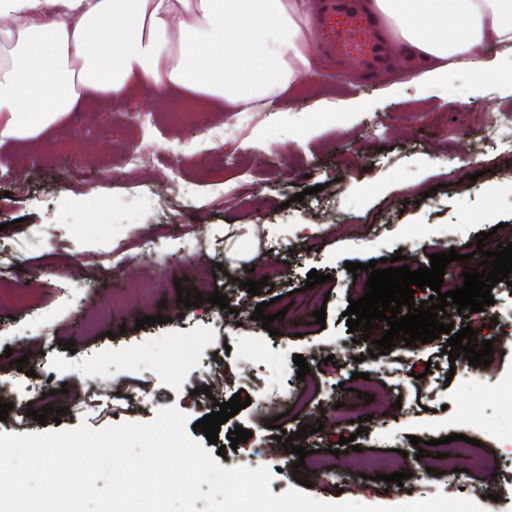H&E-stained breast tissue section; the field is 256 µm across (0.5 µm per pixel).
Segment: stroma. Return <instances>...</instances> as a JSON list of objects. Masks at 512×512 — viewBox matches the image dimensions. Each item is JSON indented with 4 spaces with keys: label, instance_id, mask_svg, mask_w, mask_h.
Returning a JSON list of instances; mask_svg holds the SVG:
<instances>
[{
    "label": "stroma",
    "instance_id": "obj_1",
    "mask_svg": "<svg viewBox=\"0 0 512 512\" xmlns=\"http://www.w3.org/2000/svg\"><path fill=\"white\" fill-rule=\"evenodd\" d=\"M177 95L136 86L36 137L0 140V279L41 292L25 308L0 302V403L11 405L0 433L101 431L151 422L171 406L192 424L242 390L253 403L221 425L217 443L192 438L222 467H267L273 494L303 478L308 495L330 503L395 506L441 492L512 512V336L483 328L494 342L486 367L450 359L443 336L370 358L371 342L347 326L356 287L344 267L402 249L415 270L431 254L464 252L478 233L512 226V170L489 137L512 135V52L482 83L460 68L442 90L414 82L400 56L371 78L354 64L337 72L322 53L275 108L228 112L210 98L183 121L171 113ZM131 107L149 121L131 120ZM61 152L77 172L67 183L56 172ZM253 270L270 273L258 295L242 286ZM313 270L328 276L325 325L273 336L253 320L258 304L288 298ZM133 281L143 286L138 298L115 304ZM181 287L225 294L229 307L183 308ZM155 315L164 323L136 328ZM185 336L198 341L194 357L179 354ZM297 355L310 366L302 379ZM331 355L340 366L328 382L316 364ZM21 357L29 373L17 370ZM356 372L382 386L386 401L368 404L362 423L330 421L337 384L352 385ZM305 383L310 399L277 420L317 453L318 466L300 469L254 400L291 397ZM45 405L67 413L38 423L33 414ZM238 426L252 436L233 450L227 435ZM451 433L480 440L486 461L460 454L451 471L427 472L411 437ZM350 435L356 450L339 452ZM388 449L391 471L408 479L362 478L360 453Z\"/></svg>",
    "mask_w": 512,
    "mask_h": 512
}]
</instances>
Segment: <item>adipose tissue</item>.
<instances>
[{
    "label": "adipose tissue",
    "mask_w": 512,
    "mask_h": 512,
    "mask_svg": "<svg viewBox=\"0 0 512 512\" xmlns=\"http://www.w3.org/2000/svg\"><path fill=\"white\" fill-rule=\"evenodd\" d=\"M0 0V138H30L131 84L176 85L229 111L276 107L316 67L315 0ZM419 82L512 47V0H365Z\"/></svg>",
    "instance_id": "ef3b65f1"
}]
</instances>
